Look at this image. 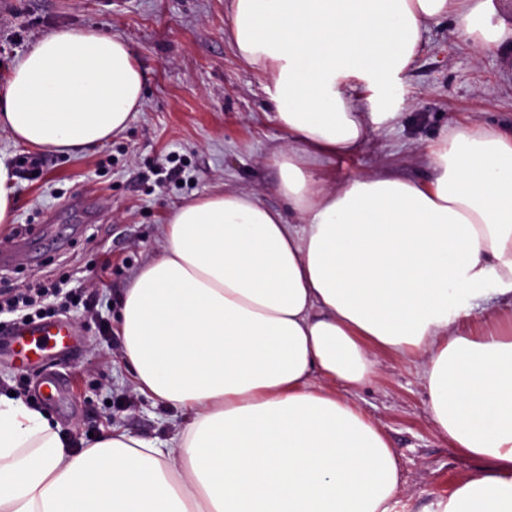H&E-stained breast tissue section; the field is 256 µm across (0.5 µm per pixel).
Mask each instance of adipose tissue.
Masks as SVG:
<instances>
[{
    "label": "adipose tissue",
    "instance_id": "adipose-tissue-1",
    "mask_svg": "<svg viewBox=\"0 0 512 512\" xmlns=\"http://www.w3.org/2000/svg\"><path fill=\"white\" fill-rule=\"evenodd\" d=\"M491 0H231L227 36L266 80L286 210L213 190L174 209L120 300L135 391L188 414L165 440L112 428L80 450L0 397V512H393L400 465L345 395L372 351L423 369L438 433L482 469L441 512H512V318L457 320L512 295V129L475 121L426 145L425 181H337L400 117L390 91L431 22L512 38ZM144 74L116 34H44L0 85L16 142L74 154L123 131ZM512 297L510 296H493L485 305L486 310L476 309L468 318H462L457 321V329L461 333L471 332L481 317L486 314L494 313L498 309H511Z\"/></svg>",
    "mask_w": 512,
    "mask_h": 512
}]
</instances>
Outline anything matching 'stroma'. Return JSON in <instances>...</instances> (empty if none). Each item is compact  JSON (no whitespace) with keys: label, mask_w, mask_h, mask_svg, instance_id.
Wrapping results in <instances>:
<instances>
[{"label":"stroma","mask_w":512,"mask_h":512,"mask_svg":"<svg viewBox=\"0 0 512 512\" xmlns=\"http://www.w3.org/2000/svg\"><path fill=\"white\" fill-rule=\"evenodd\" d=\"M229 11L230 0H0V78L41 36L62 27L120 35L145 78L143 106L127 128L80 155L43 151L39 167L20 166L29 148L0 129V160L13 167L18 203L13 224L0 229V300L63 274L102 299L97 317L79 307L66 313L81 341L64 360L19 367L10 337L0 335V396L19 392L23 378H67L64 402L40 410L73 447L112 427L163 439L186 423L134 391L119 349L92 343L100 322H114L168 214L216 186L284 206L271 163L283 133L264 78L226 35ZM425 41L395 87V128L337 161L338 179L380 165L424 181L430 170L420 152L445 128L467 118L512 127V40L483 49L445 18L429 25ZM374 360L375 377L348 397L385 432L399 460L395 512H436L479 463L437 433L416 362L382 351Z\"/></svg>","instance_id":"obj_1"}]
</instances>
